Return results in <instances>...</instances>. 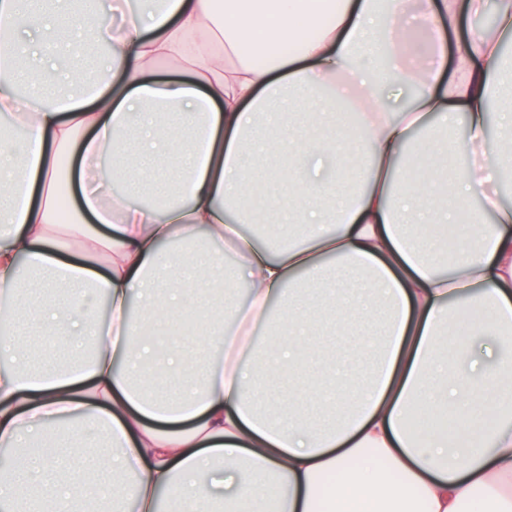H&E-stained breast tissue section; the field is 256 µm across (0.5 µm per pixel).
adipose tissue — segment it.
<instances>
[{
  "mask_svg": "<svg viewBox=\"0 0 512 512\" xmlns=\"http://www.w3.org/2000/svg\"><path fill=\"white\" fill-rule=\"evenodd\" d=\"M228 2L220 14L214 0L133 10L112 0L119 23L96 13L72 25L66 0H0V113L12 120L0 126V322L12 330L0 341V447L51 435L64 448L0 474V512H159L163 496L176 512H469L476 502L512 512V420L500 416L512 407V357L483 362L455 333L457 313L473 307V335L512 344V207L499 197L512 115L503 143L487 138L493 86L512 85L501 55L512 0ZM447 33L459 38L449 78ZM91 46L103 78L73 93L61 62ZM22 53L43 82L10 68ZM384 59L404 99L395 110L374 92ZM286 105L333 119V140L265 138ZM460 118L464 172L443 161L408 179L406 155H424V133ZM249 139L262 145L261 185ZM346 140L360 142L364 169L348 187L330 176ZM118 182L161 205L115 193ZM64 189L75 199L65 223ZM474 196L483 219L446 258L418 217L463 221ZM261 223L299 240L273 250L242 231ZM228 252L248 286L243 303L222 288ZM366 295L387 307L379 342L355 373L331 365L317 376L322 408L349 406L311 427L250 365L279 350L302 365L309 336L351 326ZM189 309L196 348L154 341ZM260 322L280 340H250ZM34 335L79 336L86 352L47 367ZM158 369L185 391H151ZM477 400L484 435H415L416 413ZM98 447L116 450L121 479L99 481ZM203 473L223 493L203 496Z\"/></svg>",
  "mask_w": 512,
  "mask_h": 512,
  "instance_id": "adipose-tissue-1",
  "label": "adipose tissue"
}]
</instances>
